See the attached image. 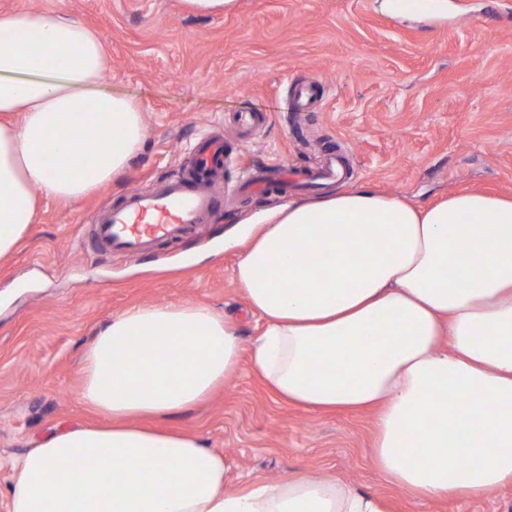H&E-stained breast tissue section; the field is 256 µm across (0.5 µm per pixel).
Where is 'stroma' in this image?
<instances>
[{
	"label": "stroma",
	"instance_id": "stroma-1",
	"mask_svg": "<svg viewBox=\"0 0 512 512\" xmlns=\"http://www.w3.org/2000/svg\"><path fill=\"white\" fill-rule=\"evenodd\" d=\"M379 3L238 0L233 13L198 16L181 0H0V14L59 9L96 30L109 81L137 100L148 128L125 176L76 203L42 202L0 258V453L94 422L78 400L81 359L112 313L192 300L231 314L244 351L222 389L164 425L224 455L228 491L311 472L384 495L391 512H512V485L468 501H416L375 469L372 415L287 406L251 369L260 323L233 280L241 248L224 237L247 236L257 213L321 191L247 190L250 172L317 168L341 150L350 175L339 191L366 185L413 205L466 190L512 197V0H459L430 21L391 17ZM297 79L327 90L305 116L284 101ZM246 110L268 113L267 124L238 133L229 121ZM219 126L224 209L134 262L94 244L85 214L180 176L196 141Z\"/></svg>",
	"mask_w": 512,
	"mask_h": 512
}]
</instances>
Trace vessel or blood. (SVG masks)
<instances>
[{
    "instance_id": "b4317fda",
    "label": "vessel or blood",
    "mask_w": 512,
    "mask_h": 512,
    "mask_svg": "<svg viewBox=\"0 0 512 512\" xmlns=\"http://www.w3.org/2000/svg\"><path fill=\"white\" fill-rule=\"evenodd\" d=\"M324 94L318 85L298 82L292 84L286 104L294 112L308 111ZM223 170V136H203L191 152L187 175L159 183L150 193L129 192L120 205L92 213L97 242L133 259L152 242L206 223L219 204L212 187Z\"/></svg>"
}]
</instances>
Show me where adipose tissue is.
<instances>
[{
	"mask_svg": "<svg viewBox=\"0 0 512 512\" xmlns=\"http://www.w3.org/2000/svg\"><path fill=\"white\" fill-rule=\"evenodd\" d=\"M108 68L97 33L60 10L0 15V257L39 200L80 201L140 154L142 108ZM234 281L262 322L255 372L304 410L373 413L390 484L421 500L512 484V199L414 206L360 186L287 202L259 219ZM241 348L237 323L196 302L113 313L83 355L79 400L99 423L12 460L9 512H388L309 474L227 491L224 456L145 426L205 400Z\"/></svg>",
	"mask_w": 512,
	"mask_h": 512,
	"instance_id": "1",
	"label": "adipose tissue"
}]
</instances>
